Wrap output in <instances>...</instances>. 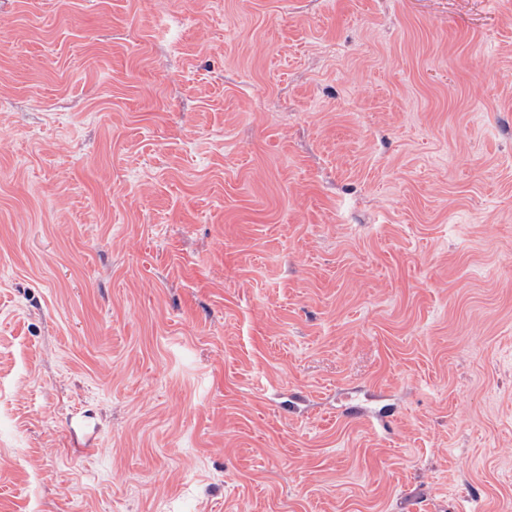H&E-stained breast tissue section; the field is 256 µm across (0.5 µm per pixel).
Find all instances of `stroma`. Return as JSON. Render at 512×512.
Here are the masks:
<instances>
[{
	"instance_id": "obj_1",
	"label": "stroma",
	"mask_w": 512,
	"mask_h": 512,
	"mask_svg": "<svg viewBox=\"0 0 512 512\" xmlns=\"http://www.w3.org/2000/svg\"><path fill=\"white\" fill-rule=\"evenodd\" d=\"M512 0H0V512H512Z\"/></svg>"
}]
</instances>
